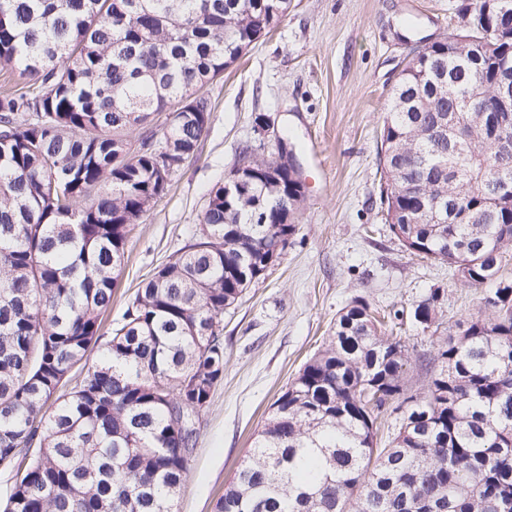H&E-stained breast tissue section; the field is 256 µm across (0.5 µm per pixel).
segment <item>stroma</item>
<instances>
[{
    "label": "stroma",
    "mask_w": 512,
    "mask_h": 512,
    "mask_svg": "<svg viewBox=\"0 0 512 512\" xmlns=\"http://www.w3.org/2000/svg\"><path fill=\"white\" fill-rule=\"evenodd\" d=\"M465 2L289 0L284 19L204 88L210 127L132 231L113 317L191 239L209 191L226 180L242 145L273 157L278 136H287L305 197L278 261L224 314V379L200 419L178 512H213L271 405L354 300L396 314L411 354L412 393L426 385L436 347L413 317L431 289L440 291L441 333L484 314L481 289L402 246L379 195L390 91L412 48L455 31ZM262 119L273 133L260 132Z\"/></svg>",
    "instance_id": "obj_1"
}]
</instances>
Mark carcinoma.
Returning <instances> with one entry per match:
<instances>
[{"mask_svg": "<svg viewBox=\"0 0 512 512\" xmlns=\"http://www.w3.org/2000/svg\"><path fill=\"white\" fill-rule=\"evenodd\" d=\"M283 0H0V512H177L199 418L224 378V312L296 233L271 160L239 151L250 187L209 193L201 228L138 287L109 334L133 226L168 191L139 138L186 162L211 123L200 90L263 36ZM512 36L461 29L418 47L392 87L379 163L406 250L490 286L486 316L439 341L423 391L409 350L357 300L271 406L214 512H512ZM483 98L462 110L440 92ZM435 201L425 222L401 215ZM437 292L414 318L439 330ZM96 360H90L91 352ZM82 377L58 394L71 370ZM401 413L377 440V420ZM498 492L495 505L490 495Z\"/></svg>", "mask_w": 512, "mask_h": 512, "instance_id": "1", "label": "carcinoma"}]
</instances>
